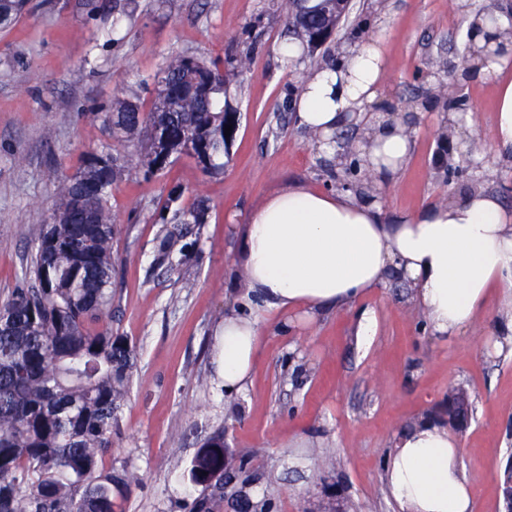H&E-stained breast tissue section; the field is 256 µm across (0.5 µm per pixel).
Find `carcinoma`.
<instances>
[{"label":"carcinoma","instance_id":"cac0c4a2","mask_svg":"<svg viewBox=\"0 0 512 512\" xmlns=\"http://www.w3.org/2000/svg\"><path fill=\"white\" fill-rule=\"evenodd\" d=\"M26 4L0 0V27L13 25ZM323 27L322 19L313 21L299 45L317 50L313 33ZM250 63L248 54L228 67L170 55L151 107L118 98L103 122L118 141L143 145L137 159L147 174L169 163L153 143L156 126L166 130L173 155L194 141L207 158L202 168L218 174L228 145L224 131L234 125L227 86ZM128 161L120 152H90L74 178L60 183L51 212L35 216L29 267L35 285L0 303V512H116L138 482L133 472L105 466L135 367L133 349L106 323L117 264L110 198ZM180 197L174 188L165 202L172 223L157 237V267L179 265L188 225L205 221L204 204L186 212ZM241 470V459L224 456L221 438L208 441L187 470L191 487L201 489L188 512H223L224 493L213 478Z\"/></svg>","mask_w":512,"mask_h":512}]
</instances>
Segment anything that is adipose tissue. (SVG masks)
<instances>
[{"instance_id": "adipose-tissue-1", "label": "adipose tissue", "mask_w": 512, "mask_h": 512, "mask_svg": "<svg viewBox=\"0 0 512 512\" xmlns=\"http://www.w3.org/2000/svg\"><path fill=\"white\" fill-rule=\"evenodd\" d=\"M503 63L483 68L496 78L495 140L512 148V81ZM388 71L382 35L371 36L311 74L296 119L320 134V147L349 122L360 125L358 154L382 185L395 184L411 149L404 116L371 111ZM233 266L245 284L248 314L229 315L218 335L224 392L242 393L253 370L261 321L271 311L315 314L344 306L394 275L412 288L429 331L464 333L497 303V349H512V211L484 189L412 212L385 213L361 191L327 192L294 185L250 215ZM387 490L399 512H473V485L458 438L430 417L404 430L388 455Z\"/></svg>"}]
</instances>
